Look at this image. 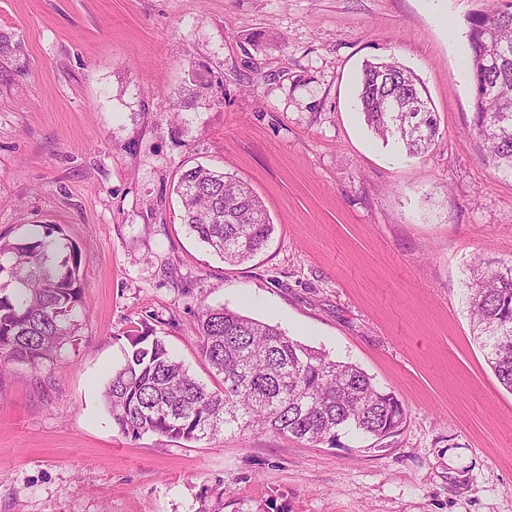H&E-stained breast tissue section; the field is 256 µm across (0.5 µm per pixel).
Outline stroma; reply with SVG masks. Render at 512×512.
<instances>
[{
  "instance_id": "obj_1",
  "label": "stroma",
  "mask_w": 512,
  "mask_h": 512,
  "mask_svg": "<svg viewBox=\"0 0 512 512\" xmlns=\"http://www.w3.org/2000/svg\"><path fill=\"white\" fill-rule=\"evenodd\" d=\"M490 0H0V239L59 226L81 251L74 342L0 378V512H512V392L473 339L467 265L512 259V179L472 131L467 17ZM391 55L440 117L428 153L377 137L366 60ZM223 103L164 108L192 70ZM205 165L263 199L242 266L182 222ZM264 321L393 389L385 439L119 432L103 391L144 322L199 380L207 306Z\"/></svg>"
}]
</instances>
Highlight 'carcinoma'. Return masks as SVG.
I'll list each match as a JSON object with an SVG mask.
<instances>
[{"label":"carcinoma","mask_w":512,"mask_h":512,"mask_svg":"<svg viewBox=\"0 0 512 512\" xmlns=\"http://www.w3.org/2000/svg\"><path fill=\"white\" fill-rule=\"evenodd\" d=\"M472 80L488 91L474 100L473 132L481 161L512 178V3L468 16ZM192 99L216 101L214 84L194 72ZM420 98L424 111H407ZM359 103L375 135L402 144L411 156L427 152L439 134L420 79L394 59L368 62ZM175 191L183 223L210 251L242 265L268 242L274 224L250 186L204 166L184 171ZM44 226L14 242L0 240V359L38 366L76 336L86 308L82 256ZM473 336L499 383L512 392V261L467 268ZM201 357L218 383L209 388L143 323L127 331L124 360L112 372L104 402L124 435L170 441L211 440L258 431L311 443L336 444L341 431L385 439L406 411L395 392L353 363L327 358L275 325L224 307L198 314Z\"/></svg>","instance_id":"obj_1"}]
</instances>
